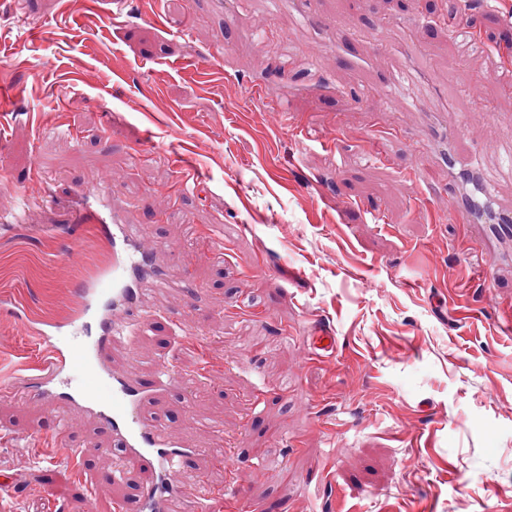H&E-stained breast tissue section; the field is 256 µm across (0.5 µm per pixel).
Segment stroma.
Returning a JSON list of instances; mask_svg holds the SVG:
<instances>
[{
	"mask_svg": "<svg viewBox=\"0 0 512 512\" xmlns=\"http://www.w3.org/2000/svg\"><path fill=\"white\" fill-rule=\"evenodd\" d=\"M425 4L310 0L349 40L356 63L345 66L341 47L312 32L284 62L282 36L293 28L285 13H251L267 34L259 49L204 0H157L162 23L133 9L116 29L85 21L84 0H0V79L25 88L0 116V169L18 180L0 188V212L22 192L32 203L28 223L0 228V302L21 301L37 321L63 319L80 302L76 279L111 259L89 225L79 266L61 264L66 240L44 230L36 167L62 198L89 174L123 171L114 199L148 242L165 245L166 259L188 263L195 306L177 293L148 297L149 332L136 334L135 352L116 344L112 358L145 382L155 360L172 366L179 383L155 410L201 449L185 477L203 479L213 498L232 483L252 512H411L417 501L428 512H512V341L490 327L497 303L512 296V273L492 288L471 286L482 318L469 326L434 304L432 291L462 282L475 256L453 225H436L447 172L430 194L412 176L429 159L404 137L424 113L452 106L460 151L491 157L512 140V91L500 78L512 55L499 48L512 41V0H481L467 14L448 0H435L431 14ZM63 10L76 24L57 23ZM403 20L433 86L417 112L368 89ZM219 43L225 78L201 86L185 64ZM257 79L285 95L289 120L317 122L333 146L304 150L290 128L273 126L270 103L251 95ZM148 87L152 124L139 110ZM383 143L392 157L375 156ZM186 146L201 170L187 187L172 163ZM246 200L269 222L241 229ZM254 257L266 262L264 277L249 269ZM411 273L424 288L405 284ZM318 317L335 327L339 351L308 366L302 336ZM39 357L24 326L0 310V373ZM325 394L344 428L311 418ZM60 419L81 465L56 457L50 433ZM423 427L434 447H416ZM110 445L78 410L0 398V475L15 479L0 488V512H119L149 476L128 467L114 480Z\"/></svg>",
	"mask_w": 512,
	"mask_h": 512,
	"instance_id": "1",
	"label": "stroma"
}]
</instances>
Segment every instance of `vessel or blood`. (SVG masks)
<instances>
[{
    "mask_svg": "<svg viewBox=\"0 0 512 512\" xmlns=\"http://www.w3.org/2000/svg\"><path fill=\"white\" fill-rule=\"evenodd\" d=\"M267 13L290 12L296 31L314 29L317 20L305 0H263ZM381 98H401L408 111L418 109L429 85L421 67L394 59L373 86ZM415 135L431 145L439 166L458 174L472 187L471 194L448 190L449 223L463 229L480 257L470 281L489 284L497 273L512 268V208L500 205L498 189L512 175V147H504L495 160L452 153L458 126L445 114L429 118ZM123 178L116 171L88 178L76 187L62 207H51L50 221L77 237L83 225H96L112 252L109 265L82 280V304L70 317L47 322L32 331L42 350L41 362L30 372L0 377V396H20L30 404L61 402L94 418L111 438L122 462L147 469L151 482L134 504L136 512H206L209 493L203 483L186 485L180 479L184 465L197 455L167 431L164 418L153 413L159 395L173 383L168 363H159L155 378L145 383L125 375L112 363V344L142 316L140 301L147 295L184 290L167 264L160 261L162 246H147L141 225L127 223L112 204V187ZM445 298L457 308V322L465 326L476 318L464 289L449 286ZM492 326L512 340V299L497 305ZM338 341L332 327L315 325L306 358L322 361L334 356Z\"/></svg>",
    "mask_w": 512,
    "mask_h": 512,
    "instance_id": "1",
    "label": "vessel or blood"
}]
</instances>
